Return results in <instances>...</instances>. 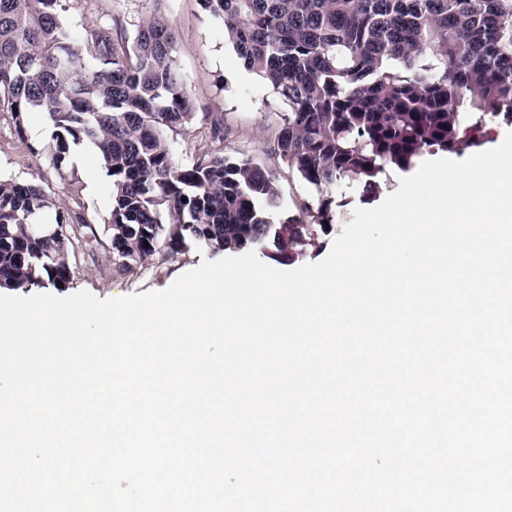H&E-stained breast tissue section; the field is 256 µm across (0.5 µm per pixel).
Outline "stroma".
Masks as SVG:
<instances>
[{
    "instance_id": "1",
    "label": "stroma",
    "mask_w": 512,
    "mask_h": 512,
    "mask_svg": "<svg viewBox=\"0 0 512 512\" xmlns=\"http://www.w3.org/2000/svg\"><path fill=\"white\" fill-rule=\"evenodd\" d=\"M164 15L175 27L174 62L184 77L196 112L192 124L170 134L177 161L185 163L195 154L213 149L233 160H249L266 167L283 188V209L312 197V189L296 174L288 172L269 154V143L281 124L285 105L257 74L247 71L224 37L221 20L206 14L198 0H73L62 25L75 33L111 20H121L126 37H133L139 24ZM224 121L223 141L210 140V117ZM51 130L45 122H30L25 137H18L8 117L0 116V179H15L39 185L44 190L48 214L76 211L85 224L69 248L73 276L66 288L45 284L43 292L53 295L85 290L100 299L144 293L166 288L181 273L205 260L223 258L220 250H186L175 260L153 257L144 265L121 270L114 263L107 220L112 205V183L90 148L75 152L64 171H57L49 149ZM399 187L397 173L381 176L380 188L371 197L361 185L338 184L334 194L341 206L332 231L319 235L307 262L322 260L334 236L352 221L358 208H372Z\"/></svg>"
}]
</instances>
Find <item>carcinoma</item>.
Here are the masks:
<instances>
[{"instance_id":"1","label":"carcinoma","mask_w":512,"mask_h":512,"mask_svg":"<svg viewBox=\"0 0 512 512\" xmlns=\"http://www.w3.org/2000/svg\"><path fill=\"white\" fill-rule=\"evenodd\" d=\"M70 2L0 0V112L21 139L44 116L58 170L80 146L105 158L121 270L191 244L294 263L336 223L337 184L370 197L387 171L477 148L486 115L512 116V0H199L288 107L270 151L316 192L289 214L260 165L209 151L175 160L168 133L195 112L172 22L145 21L130 41L114 37L116 21L86 29L78 50L61 23ZM46 204L39 186L0 180V288L70 282L68 227L80 216L58 212L45 226Z\"/></svg>"}]
</instances>
